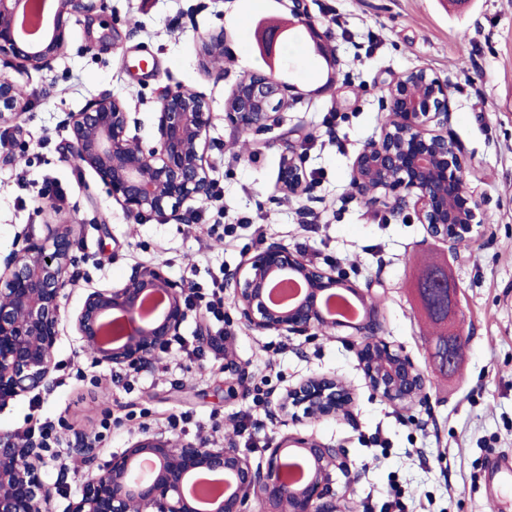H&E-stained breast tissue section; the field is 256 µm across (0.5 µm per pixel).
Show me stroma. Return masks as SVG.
I'll return each mask as SVG.
<instances>
[{"instance_id": "obj_1", "label": "stroma", "mask_w": 512, "mask_h": 512, "mask_svg": "<svg viewBox=\"0 0 512 512\" xmlns=\"http://www.w3.org/2000/svg\"><path fill=\"white\" fill-rule=\"evenodd\" d=\"M307 3L319 29L335 35V67L294 24L291 0H107L104 11L71 20L66 52L52 67L12 71L34 101L0 127V256L20 249L25 235L45 236L47 224L76 227L77 278L62 301L49 384L0 408V432L59 423L57 442L36 463L53 488V512H66L114 455L158 433L211 447L232 439L260 471L269 444L287 434L339 448L348 468L334 471L331 490L345 493L342 512H386L394 489L405 512H512V490L486 489L489 461L512 457V0H467L458 9L446 0ZM270 28L280 32L271 56L259 46ZM216 35L224 56L212 61L203 44ZM416 67L448 88L447 132L488 226L484 237L453 247L434 241L415 212L392 215L350 184L358 151L386 121L388 83ZM269 70L296 98L272 130L240 132L225 120L224 101L244 75ZM328 81L331 91L322 92ZM176 88L210 102L214 196L193 204L204 214L193 225L177 217L137 224L91 170L68 160V117L114 96L128 108L130 135L151 146L160 99ZM290 144L310 187L292 200L278 187ZM273 243L369 288L383 338L424 372L426 401L402 410L375 393L346 327L325 336L251 329L229 288L227 337L200 310L183 323L180 334L196 350L190 358L163 353L143 370L100 365L76 335L74 317L93 291L120 288L153 266L207 288L214 273H234ZM429 263L447 266L464 324L458 366L446 375L429 358L433 328L408 294ZM321 375L351 388L350 416H282L288 389ZM181 413L189 417L184 432L170 430L168 416ZM85 443L90 454L78 456Z\"/></svg>"}]
</instances>
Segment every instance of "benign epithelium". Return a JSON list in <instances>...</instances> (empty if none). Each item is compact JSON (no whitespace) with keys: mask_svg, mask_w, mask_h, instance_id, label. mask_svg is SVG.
Listing matches in <instances>:
<instances>
[{"mask_svg":"<svg viewBox=\"0 0 512 512\" xmlns=\"http://www.w3.org/2000/svg\"><path fill=\"white\" fill-rule=\"evenodd\" d=\"M29 0H0V58L12 57L25 66L43 69L62 56L68 44L71 18L106 8V0H53L43 14L38 36L21 30ZM296 23L308 28L317 52L336 65L335 38L312 22L306 0H292ZM290 102L286 87L269 72L244 76L224 103L225 119L246 132H264L278 121ZM30 102L9 76L0 75V125L14 121ZM384 107L389 121L379 139L355 157L352 174L356 192L370 203L375 193L404 205L415 199L430 237L453 246L481 227L475 189L455 144L429 125L448 124L453 111L446 86L423 68L411 69L387 87ZM212 112L199 93L168 90L160 101L156 145L146 149L129 135L125 105L102 96L71 115V158L95 173L110 195L136 223L164 218L187 202L211 196L213 180L206 164V132ZM278 183L289 197L305 190L304 173L290 152L281 157ZM41 239L30 237L20 253L0 267V406L44 387L53 368L61 299L70 285L74 263L75 225L47 227ZM296 278L301 297L286 306L268 299L272 283ZM241 318L260 331H323L336 326L324 307L336 291L359 296L365 317L352 327L360 340V360L369 385L402 407L424 394L426 378L409 357L380 337L375 309L346 278L324 270L304 256L271 244L250 258L231 282ZM163 296L162 306L142 313L144 299ZM186 285L161 268H145L121 288L90 293L74 319L83 346L100 364L138 368L154 361L187 319ZM124 319V335L112 342L102 336L114 316ZM352 402L349 387L335 377H310L288 390L283 412L304 406L311 418L343 413ZM307 463L306 477L286 481L283 466L290 454ZM25 446L11 433H0V512H50L52 488L39 476ZM344 466L340 450L312 439L284 436L269 446L267 471H253L232 444L206 448L192 443L173 447L170 440L145 438L92 475L69 512H200L188 492L199 473L227 479L223 494L207 512H244L255 494L266 512H331L328 496L333 468Z\"/></svg>","mask_w":512,"mask_h":512,"instance_id":"obj_1","label":"benign epithelium"}]
</instances>
